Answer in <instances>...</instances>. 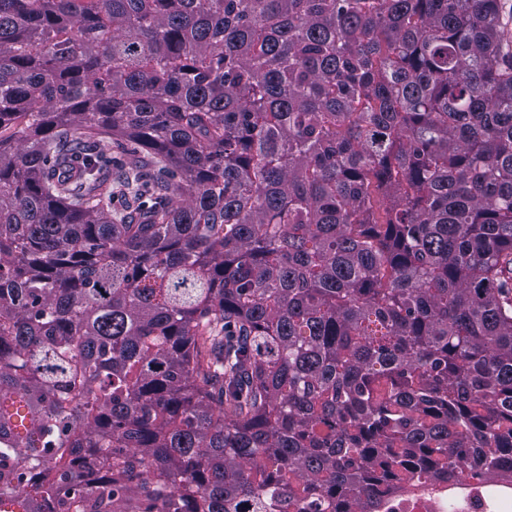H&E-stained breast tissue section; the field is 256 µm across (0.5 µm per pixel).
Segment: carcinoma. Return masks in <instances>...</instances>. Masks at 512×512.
Returning a JSON list of instances; mask_svg holds the SVG:
<instances>
[{
    "instance_id": "cac0c4a2",
    "label": "carcinoma",
    "mask_w": 512,
    "mask_h": 512,
    "mask_svg": "<svg viewBox=\"0 0 512 512\" xmlns=\"http://www.w3.org/2000/svg\"><path fill=\"white\" fill-rule=\"evenodd\" d=\"M505 465L501 0H0V512H373Z\"/></svg>"
}]
</instances>
